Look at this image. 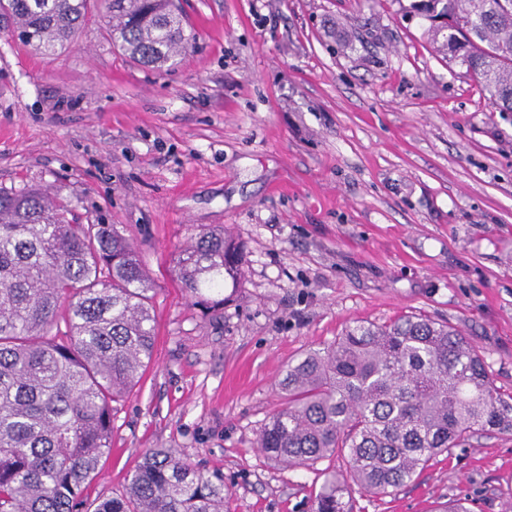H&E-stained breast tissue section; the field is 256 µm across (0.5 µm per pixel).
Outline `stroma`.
Wrapping results in <instances>:
<instances>
[{"instance_id":"1","label":"stroma","mask_w":512,"mask_h":512,"mask_svg":"<svg viewBox=\"0 0 512 512\" xmlns=\"http://www.w3.org/2000/svg\"><path fill=\"white\" fill-rule=\"evenodd\" d=\"M73 43L0 25V188L38 185L117 225L155 283L153 361L117 404L84 493L122 495L150 448L224 477L232 512H311L324 463L257 444L290 359L349 325L458 328L512 391V112L437 50L412 0H182L195 44L170 71L114 46L105 0ZM227 228L243 276L218 308L172 273ZM512 512V433L442 455L354 512Z\"/></svg>"}]
</instances>
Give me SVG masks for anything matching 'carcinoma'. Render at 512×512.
I'll return each instance as SVG.
<instances>
[{
	"label": "carcinoma",
	"mask_w": 512,
	"mask_h": 512,
	"mask_svg": "<svg viewBox=\"0 0 512 512\" xmlns=\"http://www.w3.org/2000/svg\"><path fill=\"white\" fill-rule=\"evenodd\" d=\"M89 0H0V19L52 56L85 24ZM438 50L512 112V0H420ZM106 26L129 58L175 63L195 36L176 0H108ZM173 272L192 298L237 285L242 252L225 229L202 228ZM154 285L114 224L79 221L44 188L0 189V512H78L112 440V411L153 358ZM284 405L258 445L293 468H329L315 512H349L352 487L389 494L437 455L484 433H512V394L458 329L404 316L358 324L324 351L291 360ZM93 512H229L224 479L151 448L124 495Z\"/></svg>",
	"instance_id": "obj_1"
}]
</instances>
